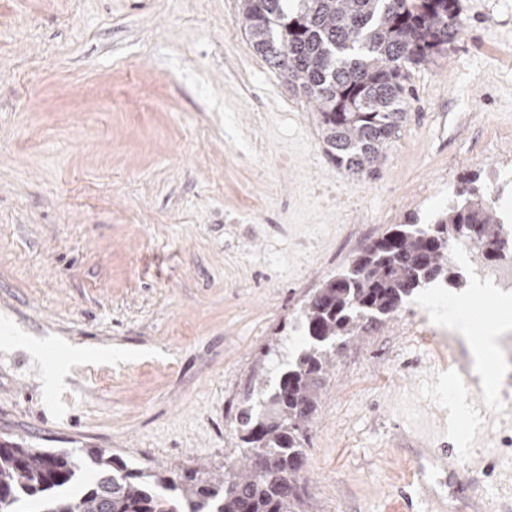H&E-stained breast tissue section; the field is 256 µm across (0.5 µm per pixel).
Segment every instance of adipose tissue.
<instances>
[{
    "label": "adipose tissue",
    "instance_id": "adipose-tissue-1",
    "mask_svg": "<svg viewBox=\"0 0 512 512\" xmlns=\"http://www.w3.org/2000/svg\"><path fill=\"white\" fill-rule=\"evenodd\" d=\"M485 292L483 285H475L471 293L463 298H453L448 302V326L459 333L469 334L470 345L479 367L490 365L496 354V338L512 329V295H502L494 310V325L480 334H470L469 327L474 321L477 302Z\"/></svg>",
    "mask_w": 512,
    "mask_h": 512
}]
</instances>
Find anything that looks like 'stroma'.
<instances>
[{"instance_id":"stroma-1","label":"stroma","mask_w":512,"mask_h":512,"mask_svg":"<svg viewBox=\"0 0 512 512\" xmlns=\"http://www.w3.org/2000/svg\"><path fill=\"white\" fill-rule=\"evenodd\" d=\"M459 5L370 176L330 160L240 0H0V439L223 471L241 403L305 343L312 289L390 225L432 223L467 178L511 212L512 0ZM454 262L460 287L368 323L327 375L310 512H430L399 440L417 430L473 486L427 470L447 512L512 506V364L476 375L468 338L441 333L473 283L475 257Z\"/></svg>"}]
</instances>
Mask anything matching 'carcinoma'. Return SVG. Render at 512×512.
<instances>
[{
  "label": "carcinoma",
  "mask_w": 512,
  "mask_h": 512,
  "mask_svg": "<svg viewBox=\"0 0 512 512\" xmlns=\"http://www.w3.org/2000/svg\"><path fill=\"white\" fill-rule=\"evenodd\" d=\"M242 16L256 51L315 104L330 158L356 174L374 172L399 133L410 69L448 50L461 29L458 0H242ZM458 197L432 224L391 225L309 293L299 318L305 346L275 387L259 384L237 412L241 463L215 476H160L107 448L0 442V512L25 498L40 512H309L304 442L341 347L418 290L459 287L448 244L489 260L512 254L495 207Z\"/></svg>",
  "instance_id": "1"
}]
</instances>
